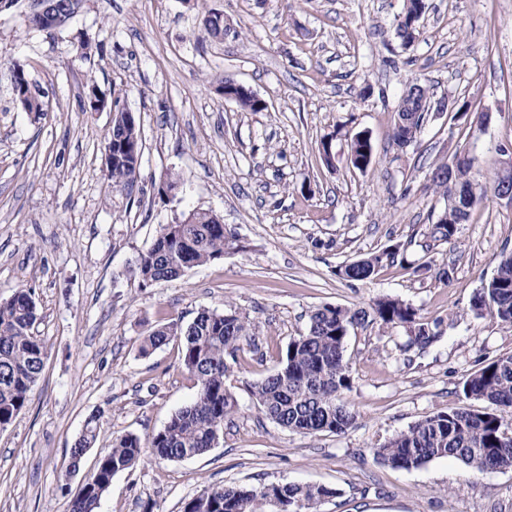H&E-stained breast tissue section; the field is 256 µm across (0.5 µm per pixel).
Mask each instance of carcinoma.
<instances>
[{
  "label": "carcinoma",
  "mask_w": 512,
  "mask_h": 512,
  "mask_svg": "<svg viewBox=\"0 0 512 512\" xmlns=\"http://www.w3.org/2000/svg\"><path fill=\"white\" fill-rule=\"evenodd\" d=\"M420 13L403 8L398 16L395 37L404 49L420 35ZM224 37V15L209 12L202 16L198 38ZM22 108L35 119L44 116L43 105L30 89L23 68L15 66L7 74ZM401 102L404 112L396 113L393 138L400 146L416 141L426 121L428 89L414 83ZM112 144V166L107 177L112 186L133 191L140 174L141 139L136 125L122 111L115 112L106 136ZM373 161L372 144L364 132L356 133L349 145L350 166L366 171ZM460 176L450 178L448 164L438 165L433 182L447 200L427 232L422 245L426 254L437 243L450 241L457 225L487 193L494 190L498 176L483 181L471 168H459ZM242 249L240 238L215 222L214 214L191 211L175 224L160 227L152 246L140 257L137 274L143 285L172 281L189 269L224 258ZM404 245L396 242L370 255L345 264L337 275L347 281H363L380 268L392 265ZM471 310L490 314L501 326L512 329V251L500 255L492 278L470 300ZM37 319L32 292L18 289L0 302V431L8 428L28 405L34 385L44 369L45 345L30 334ZM368 321L408 329V346L426 348L440 337L419 309L392 297L375 300L370 309L324 305L309 316L305 333L291 339L281 353L279 366L251 385L259 410L279 426L304 434L343 433L356 421V414L342 401L353 388L346 341L352 328ZM252 336L247 316L232 308L218 313L198 312L186 327L160 325L146 337L141 353L175 341L181 347V366L195 381L193 402L174 412L166 424L145 439L125 434L112 439L99 453L93 471L70 503V512H100L101 502L113 478L138 465L145 450L156 460L178 461L203 454L224 436V423L237 411V401L226 385L231 371L228 360H236L240 342ZM467 399L483 401V411L462 407L438 411L373 448L375 460L399 469H416L441 457H453L463 465L483 472L512 467V430L503 409H512V354L492 359L472 372L463 382ZM98 438L97 418L88 419L75 440L71 455L82 463V449L94 447ZM336 491L325 486L271 483L259 488L208 487L185 503L183 512H274L268 503L273 497L279 512H321L325 501Z\"/></svg>",
  "instance_id": "carcinoma-1"
}]
</instances>
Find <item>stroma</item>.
<instances>
[{"instance_id": "35a3bbf8", "label": "stroma", "mask_w": 512, "mask_h": 512, "mask_svg": "<svg viewBox=\"0 0 512 512\" xmlns=\"http://www.w3.org/2000/svg\"><path fill=\"white\" fill-rule=\"evenodd\" d=\"M403 0H84L64 26L28 25L35 0L0 10V66L22 67L46 115L33 120L0 77V301L32 289L33 333L45 366L27 407L0 432V512H69L71 498L113 437L161 429L196 387L177 344L145 355L157 325L190 323L225 304L249 316L227 379L237 412L205 454L145 461L114 477L101 512H183L212 486L269 483L335 489L321 512H512V468L475 472L452 457L411 470L377 463L380 442L437 411L461 405L462 382L485 360L512 354V331L470 309L512 251V204L490 199L413 274L421 244L445 206L431 187L436 165L468 154L483 175L512 147V0H428L421 35H394ZM224 16L223 39L201 41L204 12ZM88 49H81V42ZM268 107L226 100L224 78ZM415 82L431 107L416 143L391 138L395 110ZM108 108L86 106L90 89ZM116 110L140 132L133 192L107 179L105 134ZM490 120L479 125L477 112ZM368 134L373 162H347ZM331 139L333 167L319 152ZM180 177L175 193L162 189ZM192 210L220 216L242 250L142 285L141 254L164 224ZM405 245L402 259L370 279L346 281L339 266ZM389 295L440 320V338L407 348L405 328L351 329L347 356L356 413L339 434L289 431L259 412L250 392L278 365L288 342L324 305L369 307ZM98 442L79 472L70 449L90 416Z\"/></svg>"}]
</instances>
